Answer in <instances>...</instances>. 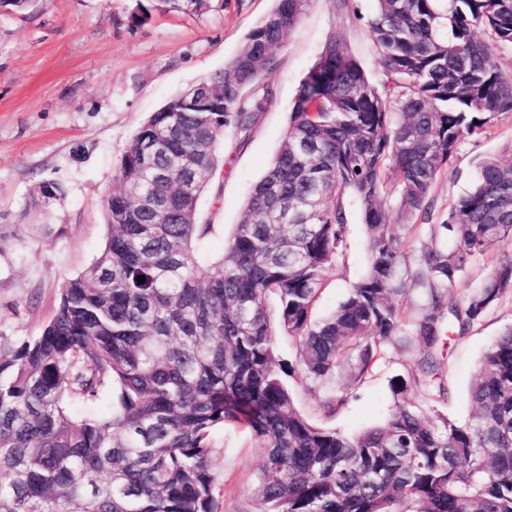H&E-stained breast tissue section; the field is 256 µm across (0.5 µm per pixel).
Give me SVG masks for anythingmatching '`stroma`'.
I'll return each instance as SVG.
<instances>
[{
    "instance_id": "35a3bbf8",
    "label": "stroma",
    "mask_w": 512,
    "mask_h": 512,
    "mask_svg": "<svg viewBox=\"0 0 512 512\" xmlns=\"http://www.w3.org/2000/svg\"><path fill=\"white\" fill-rule=\"evenodd\" d=\"M151 0H34L25 12H0V343L37 336L51 315L59 290L101 254L108 235L103 200L116 187L121 158L152 112L223 69L247 31L275 0H224L199 17L153 12L133 27L136 2ZM375 0H309L298 24L275 52L269 76L273 96L259 112L251 137L238 145L225 134L219 164L199 201L200 218L216 232L221 251L254 184L284 136L300 80L331 35H339L376 85L385 77L366 20ZM512 113L490 134L460 141L453 165L438 176L430 215L416 214L409 244L418 248L429 225L442 223L449 203L472 187L480 163L507 159ZM66 188L63 199L34 205L40 182ZM362 215L347 206L343 256L325 272L315 317L333 310L367 264ZM512 325V292L467 334L456 338L445 360L449 396L416 401L428 416L467 421L468 390L478 365L503 329ZM415 351L391 350L367 382L326 416L299 373L286 382L299 410L317 425L354 435L384 420L393 404V377L410 369ZM212 450L218 512H259L254 488L263 450L228 427L216 432Z\"/></svg>"
}]
</instances>
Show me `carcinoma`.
I'll use <instances>...</instances> for the list:
<instances>
[{
	"label": "carcinoma",
	"instance_id": "obj_1",
	"mask_svg": "<svg viewBox=\"0 0 512 512\" xmlns=\"http://www.w3.org/2000/svg\"><path fill=\"white\" fill-rule=\"evenodd\" d=\"M156 2L201 16L213 0ZM376 2L367 28L396 101L332 35L221 253L207 248L216 225L198 216L218 142L226 129L249 140L274 53L308 0H277L223 69L140 125L104 198V250L62 284L39 335L0 344V512H216L212 434L226 425L263 448L260 512H512V327L480 361L469 420L431 419L411 396L447 394L448 341L512 292L510 254L479 288L450 294L491 244L512 246V163L482 162L413 266L406 223L431 207L459 142L512 112V76L492 58V45H512V0ZM185 159L192 182L143 178ZM348 197L362 208L367 267L316 320L324 273L346 247ZM271 297L300 346L299 372L334 390L329 413L389 350L415 346L416 371L392 379L383 423L347 436L298 410L275 355ZM108 393V414H71L70 403L93 408Z\"/></svg>",
	"mask_w": 512,
	"mask_h": 512
}]
</instances>
